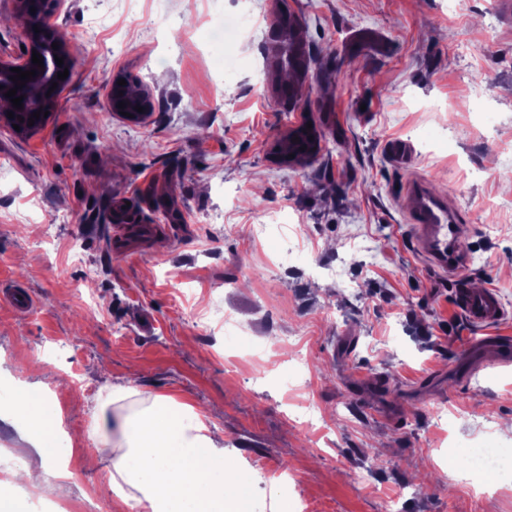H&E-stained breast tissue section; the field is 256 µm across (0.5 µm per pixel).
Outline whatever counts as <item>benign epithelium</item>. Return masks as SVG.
I'll return each mask as SVG.
<instances>
[{
	"label": "benign epithelium",
	"mask_w": 512,
	"mask_h": 512,
	"mask_svg": "<svg viewBox=\"0 0 512 512\" xmlns=\"http://www.w3.org/2000/svg\"><path fill=\"white\" fill-rule=\"evenodd\" d=\"M56 3V0H15L17 15L24 24V33L27 46L24 53L19 57H0V99L5 98V93L15 88L16 83L11 80L15 73L11 72L13 68H19L23 71L36 70V75L26 80L21 89H17L16 96L23 97V112H52L55 107L58 94L64 84V81L57 78V73L73 67V62L66 47V41L60 31L49 21L46 20L44 4ZM38 29H33V26ZM57 44V48H52V44ZM38 52L43 57V67H38L32 63V52ZM63 59L62 65H57L55 57ZM56 86L54 91H49L51 86ZM120 85L113 82L109 106L114 115L120 117L122 112H127L128 116L124 120L132 123H142L147 119L149 107L145 99L137 101L125 99L118 93ZM125 103V108H118V103ZM140 106L144 111L139 112L135 107ZM313 135L307 124H302L293 130L287 138L279 142L278 149L273 152V160L279 163L288 161V153L285 152L284 144L290 140L304 139L310 150L316 149V140L310 139Z\"/></svg>",
	"instance_id": "benign-epithelium-1"
}]
</instances>
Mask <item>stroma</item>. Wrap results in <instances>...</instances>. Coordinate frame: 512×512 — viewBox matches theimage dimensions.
<instances>
[{
	"instance_id": "stroma-1",
	"label": "stroma",
	"mask_w": 512,
	"mask_h": 512,
	"mask_svg": "<svg viewBox=\"0 0 512 512\" xmlns=\"http://www.w3.org/2000/svg\"><path fill=\"white\" fill-rule=\"evenodd\" d=\"M502 2L287 0L310 50L291 103L267 66L278 0H134L127 12L64 0L52 22L75 66L55 110L29 136L0 126V290L32 301L23 314L0 302V493L19 494L11 471L38 463L18 451L21 380L63 416L79 476L57 501L132 512L81 466L92 412L119 382L137 391L121 413L149 395L208 410L252 512H512V470L455 480L474 449L512 454L499 430L512 363L481 348L512 336ZM247 10L255 29L209 41L207 17ZM120 74L150 91L145 123L109 111ZM306 121L320 152L275 164V144ZM414 180L463 215V276L417 249ZM164 206L171 219L153 224ZM104 212L156 230L117 246ZM474 287L497 290L501 324L465 320L455 291Z\"/></svg>"
}]
</instances>
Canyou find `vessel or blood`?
Here are the masks:
<instances>
[{
    "instance_id": "obj_1",
    "label": "vessel or blood",
    "mask_w": 512,
    "mask_h": 512,
    "mask_svg": "<svg viewBox=\"0 0 512 512\" xmlns=\"http://www.w3.org/2000/svg\"><path fill=\"white\" fill-rule=\"evenodd\" d=\"M409 195V222L415 228L420 251L436 269L454 273L464 268L466 260L457 249L463 226L456 211L449 208L447 198L434 193L420 181L410 185ZM456 298L471 323L491 325L502 318V303L494 289L472 292L460 288Z\"/></svg>"
}]
</instances>
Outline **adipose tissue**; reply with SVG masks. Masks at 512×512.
<instances>
[{
    "instance_id": "ef3b65f1",
    "label": "adipose tissue",
    "mask_w": 512,
    "mask_h": 512,
    "mask_svg": "<svg viewBox=\"0 0 512 512\" xmlns=\"http://www.w3.org/2000/svg\"><path fill=\"white\" fill-rule=\"evenodd\" d=\"M132 388L112 385L93 414L99 436L84 465L109 459L102 480L116 501L134 512H250L251 501L224 458V437L212 429L206 411L165 395L124 416L110 414L111 404L132 397ZM14 405L26 426L22 440L41 461L19 478L43 498L58 482L73 481L77 471L60 458L63 419L37 385L20 386Z\"/></svg>"
}]
</instances>
